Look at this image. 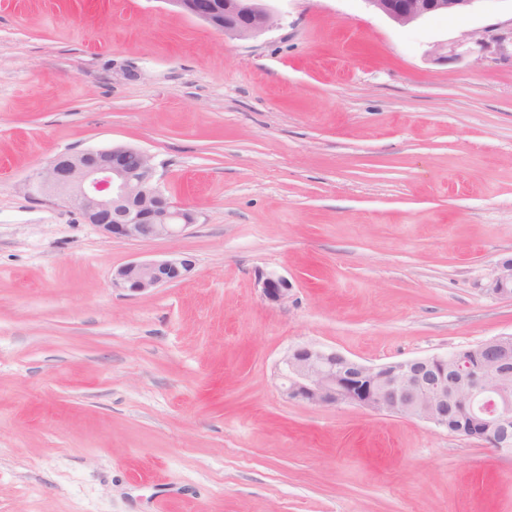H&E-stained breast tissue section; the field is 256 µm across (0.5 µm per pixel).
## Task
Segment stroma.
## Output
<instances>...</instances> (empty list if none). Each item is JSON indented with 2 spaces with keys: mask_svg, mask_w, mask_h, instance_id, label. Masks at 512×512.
Wrapping results in <instances>:
<instances>
[{
  "mask_svg": "<svg viewBox=\"0 0 512 512\" xmlns=\"http://www.w3.org/2000/svg\"><path fill=\"white\" fill-rule=\"evenodd\" d=\"M267 5L238 39L165 0H0V512H512L511 454L278 377L301 344L379 366L512 335L486 290L512 257V0L407 26ZM117 145L185 233L113 241L22 189ZM178 254L187 280L113 288ZM193 269L194 262L179 255L161 260H134L112 273V286L130 296H140L156 288L181 282ZM258 286L263 298L271 304L287 302L293 291V284L288 277L276 273L262 272L258 277Z\"/></svg>",
  "mask_w": 512,
  "mask_h": 512,
  "instance_id": "stroma-1",
  "label": "stroma"
}]
</instances>
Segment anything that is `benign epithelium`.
<instances>
[{
	"label": "benign epithelium",
	"mask_w": 512,
	"mask_h": 512,
	"mask_svg": "<svg viewBox=\"0 0 512 512\" xmlns=\"http://www.w3.org/2000/svg\"><path fill=\"white\" fill-rule=\"evenodd\" d=\"M171 7L231 37L247 38L275 24L264 0H163ZM399 25L436 15L466 14L479 0H365ZM34 197H52L79 211L112 240L144 242L174 237L195 223L189 210L175 205L157 183L155 167L144 151L118 145L61 156L23 183ZM194 262L179 255L134 260L112 273V287L130 296L186 279ZM263 298L281 305L293 284L288 277L261 273ZM487 290L512 300V259L497 263ZM512 338L498 336L481 350H458L367 366L332 349L299 345L281 360V391L290 399L316 406L358 405L374 412L422 419L448 427V396L479 411L461 425L463 436L498 451L512 446V390L507 364Z\"/></svg>",
	"instance_id": "obj_1"
}]
</instances>
